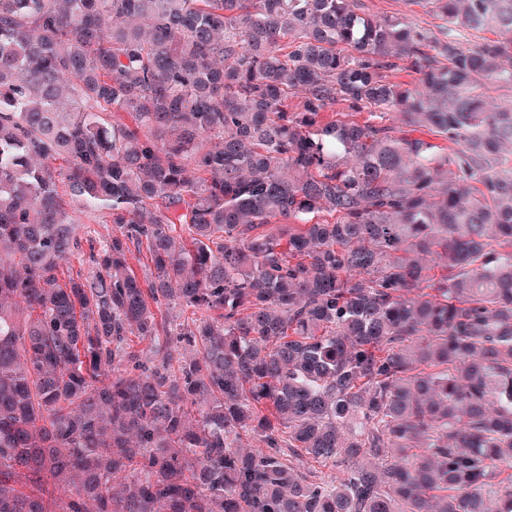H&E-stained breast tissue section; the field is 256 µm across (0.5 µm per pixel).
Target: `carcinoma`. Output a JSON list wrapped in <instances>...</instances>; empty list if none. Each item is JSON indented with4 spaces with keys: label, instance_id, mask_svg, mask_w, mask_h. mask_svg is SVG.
I'll return each mask as SVG.
<instances>
[{
    "label": "carcinoma",
    "instance_id": "cac0c4a2",
    "mask_svg": "<svg viewBox=\"0 0 512 512\" xmlns=\"http://www.w3.org/2000/svg\"><path fill=\"white\" fill-rule=\"evenodd\" d=\"M435 5L0 0V512H512V0ZM361 10L377 17H394L441 37L443 21L438 16L433 0H421L418 5H407L406 0H359Z\"/></svg>",
    "mask_w": 512,
    "mask_h": 512
}]
</instances>
